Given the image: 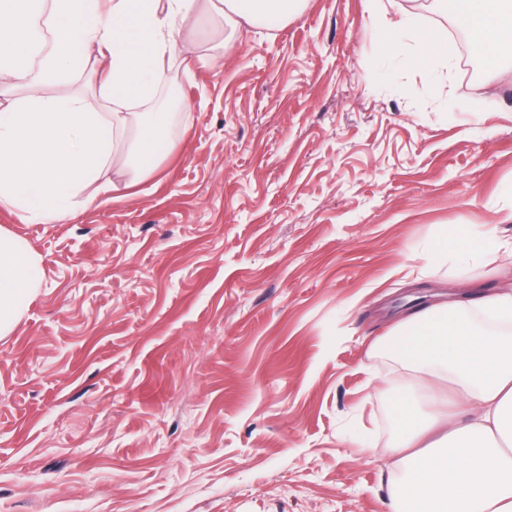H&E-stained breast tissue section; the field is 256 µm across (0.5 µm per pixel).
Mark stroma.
Returning a JSON list of instances; mask_svg holds the SVG:
<instances>
[{"instance_id": "1", "label": "stroma", "mask_w": 512, "mask_h": 512, "mask_svg": "<svg viewBox=\"0 0 512 512\" xmlns=\"http://www.w3.org/2000/svg\"><path fill=\"white\" fill-rule=\"evenodd\" d=\"M198 0L187 108L139 173L137 105L116 191L43 224L0 336V512H394L392 405L421 381L383 349L411 309L512 286V59L465 69L436 0H306L226 28ZM446 64L410 65L404 18ZM374 440L370 456L357 438ZM448 247H452L448 250ZM489 248V243L486 240H482L479 242L469 241L468 243H461L457 245H453L452 243H448V237L444 240L438 241L435 244L434 250L435 251H442L447 250L450 252L458 251L460 253H463L467 257L474 258L481 256L482 254L486 253V251Z\"/></svg>"}]
</instances>
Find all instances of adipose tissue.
<instances>
[{"instance_id": "adipose-tissue-1", "label": "adipose tissue", "mask_w": 512, "mask_h": 512, "mask_svg": "<svg viewBox=\"0 0 512 512\" xmlns=\"http://www.w3.org/2000/svg\"><path fill=\"white\" fill-rule=\"evenodd\" d=\"M37 0H0V68L29 57ZM52 0L51 49L38 72L14 70L26 88L0 84V209L44 223L71 215L72 201L111 163L129 111L164 80V57L186 58L180 26L197 0ZM302 0H223L224 21H285ZM456 20L497 65L512 41V0H451ZM86 74L108 105L47 97L60 76ZM40 258L0 229V335L9 334L34 294ZM383 349L406 369L448 380L454 403L433 390L395 400L399 431L389 451L400 467L393 487L405 512H512V292H482L410 312Z\"/></svg>"}]
</instances>
